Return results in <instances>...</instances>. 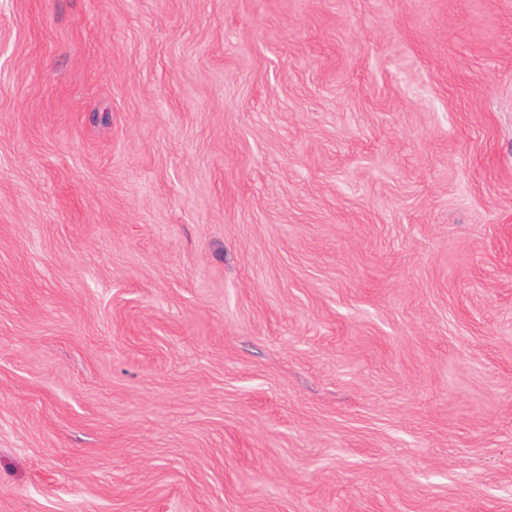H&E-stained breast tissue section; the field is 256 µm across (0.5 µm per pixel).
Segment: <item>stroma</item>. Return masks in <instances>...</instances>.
Instances as JSON below:
<instances>
[{
	"label": "stroma",
	"mask_w": 512,
	"mask_h": 512,
	"mask_svg": "<svg viewBox=\"0 0 512 512\" xmlns=\"http://www.w3.org/2000/svg\"><path fill=\"white\" fill-rule=\"evenodd\" d=\"M0 512H512V0H0Z\"/></svg>",
	"instance_id": "1"
}]
</instances>
